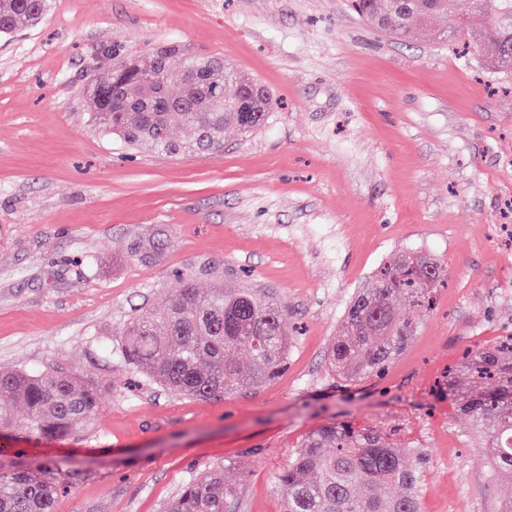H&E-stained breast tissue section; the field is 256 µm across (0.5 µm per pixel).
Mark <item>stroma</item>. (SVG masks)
<instances>
[{
	"label": "stroma",
	"instance_id": "obj_1",
	"mask_svg": "<svg viewBox=\"0 0 512 512\" xmlns=\"http://www.w3.org/2000/svg\"><path fill=\"white\" fill-rule=\"evenodd\" d=\"M171 41L268 87L264 125L185 157L103 136L87 97L112 66L103 48ZM148 237L159 249L136 253ZM406 249L438 257L445 285L385 371L347 384L328 361L344 311ZM182 277L278 303L287 369L210 399L130 369L117 332ZM510 335L512 75L462 41L393 39L350 0H49L37 25L0 37V371L102 390L99 415L65 438H0V463L68 472L54 512H163L225 459L245 473L236 512H280L279 472L342 421L424 449L423 512H498L512 474H490L470 420L433 391L466 349Z\"/></svg>",
	"mask_w": 512,
	"mask_h": 512
}]
</instances>
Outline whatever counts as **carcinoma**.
I'll use <instances>...</instances> for the list:
<instances>
[{"mask_svg":"<svg viewBox=\"0 0 512 512\" xmlns=\"http://www.w3.org/2000/svg\"><path fill=\"white\" fill-rule=\"evenodd\" d=\"M354 0L355 11L374 27L405 41H429L464 35L487 69L512 73V0H496L494 14L485 0ZM453 11L470 16L464 29L441 30L438 16ZM40 14L27 0H0V36L35 23ZM180 60L178 79L171 61ZM215 56L189 48L169 55L163 66L151 58L133 61L140 84L128 112H106L96 92L89 94L91 118L101 132L128 146L147 144L177 156L212 154L224 148V132L250 134L274 107L261 89L253 119L237 111L224 91L246 74L213 66ZM200 70L213 89L209 111L173 109L140 112L139 100L163 89L177 100L185 91L187 70ZM189 132L179 137L175 126ZM445 280L439 259L420 251H401L378 267L371 284L358 290L344 313L330 351L332 371L347 382L360 381L386 368L416 335L418 322L403 317L395 300L403 295L414 307L431 310ZM120 352L126 365L168 390L192 398L220 397L245 391L276 378L288 364V319L281 307L249 288L228 292L220 283L199 288L179 280L164 304L148 315L136 314L122 326ZM247 356L240 362L238 355ZM512 343L484 346L472 353L450 377L442 393L473 422L484 438L491 474L512 473ZM99 410V388L72 374L15 370L0 373V433L24 431L50 438L70 435L91 422ZM425 452L395 448L389 436L350 423L310 432L280 471L286 497L280 512H422ZM245 479L236 462L209 468L187 482L164 512H226L237 504ZM68 482L59 465L47 460L35 469L0 470V512H53L56 497Z\"/></svg>","mask_w":512,"mask_h":512,"instance_id":"1","label":"carcinoma"}]
</instances>
